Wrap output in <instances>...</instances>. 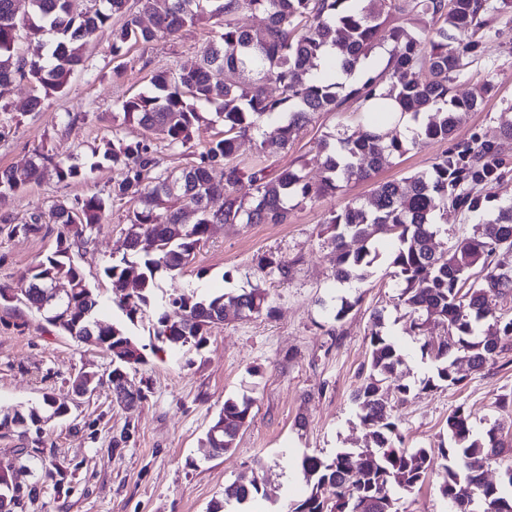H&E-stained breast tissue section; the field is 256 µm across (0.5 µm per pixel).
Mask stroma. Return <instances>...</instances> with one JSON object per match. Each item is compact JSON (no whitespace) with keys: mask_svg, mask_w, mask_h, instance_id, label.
I'll return each mask as SVG.
<instances>
[{"mask_svg":"<svg viewBox=\"0 0 512 512\" xmlns=\"http://www.w3.org/2000/svg\"><path fill=\"white\" fill-rule=\"evenodd\" d=\"M220 29L219 19L184 27L176 37L139 44L113 58L110 29L90 33L94 72H75L64 93L46 100L39 112L28 111L31 89L14 84L0 99V167H24L39 149L68 163L90 165L91 148L120 134L128 140L147 137L135 123L114 126L118 100L147 91L151 71L178 69L196 58ZM499 36L487 39L485 55L457 84L461 95L484 94L481 111L463 116L453 139L473 134L495 141L499 115L512 104V14L502 18ZM74 121L64 122L65 113ZM349 112L315 115L288 151L267 156L271 169L309 154L314 143L348 122ZM443 144L419 139L403 156L390 159L377 180L399 179L430 168ZM119 172L105 162L86 179L60 182L50 178L28 185L0 203V285H17L27 270L56 247L60 225L39 232H14L35 210L57 201L107 194ZM369 182L350 184L346 192L305 205L285 224H225L215 229L195 260L176 278L161 277L163 292L200 295L266 289L272 316L229 317L208 333L200 349L147 354L131 372V382L145 393L135 406H114L108 389L78 398L72 380L78 372L107 378L109 354L65 336L46 325L34 310L18 302H0V410L41 401L51 394L70 412L51 422L42 437H0V461L14 460L19 448L41 443L51 477L16 467L14 475L29 495L21 512H209L223 499L226 485L241 475L257 474L267 491L264 512H290L311 487L297 468L306 455L331 458L342 448H361L368 441L352 402L369 352L367 332L373 313H381L384 330L402 349L398 375L414 386L407 402L395 409L404 444L439 448L447 442V419L465 405L476 431L512 422V411L498 409L499 395L512 392V350L500 354L485 371L458 367L463 383L455 388L423 391L433 362L423 356L424 341L438 340L440 327L425 336L406 332L407 318L394 297L398 282L388 257L396 243L377 235L379 257L366 282L337 283L335 254L321 234L331 210L368 196ZM128 203H114L92 242L76 261L102 299L112 288L99 270L125 252ZM271 253L294 261L288 279L261 275L257 256ZM357 300L355 310L335 322L332 309L342 299ZM251 397L253 420L224 454L205 447V432L225 399ZM127 440L116 443L115 438Z\"/></svg>","mask_w":512,"mask_h":512,"instance_id":"obj_1","label":"stroma"}]
</instances>
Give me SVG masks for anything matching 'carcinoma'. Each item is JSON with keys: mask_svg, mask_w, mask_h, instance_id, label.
Here are the masks:
<instances>
[{"mask_svg": "<svg viewBox=\"0 0 512 512\" xmlns=\"http://www.w3.org/2000/svg\"><path fill=\"white\" fill-rule=\"evenodd\" d=\"M15 0H0V98L16 81L33 87L28 106L42 109L50 96L63 92L77 70L93 68L85 37L97 29H112V56L127 46L173 37L186 26L223 18L218 38L208 42L195 64L179 70L156 69L150 89L122 100L113 120L135 121L158 135L172 151L193 148V131L206 120L201 107L217 103L220 135L199 153L194 163L173 175L153 139L127 141L121 137L92 148V155L120 170L107 196L97 194L59 201L49 212L34 211L24 232L42 224H60L67 233L57 249L30 269L21 297L49 326L71 338L112 355L108 384L126 380L144 363V347L123 325L95 318L99 295L89 286L83 269L74 261L104 223L116 201L136 204L127 215L128 252L101 268L115 288L113 303L130 324L155 304L157 274L179 273L196 257L214 226L225 224H286L292 212L333 196L352 181H368L384 162L408 151L410 141L399 129L404 118L417 127L415 137L447 142L462 112L480 102L474 95L460 97L455 84L469 65L484 56L485 42L494 24L512 12V0H101L94 10H75L71 0H30L31 16L16 20ZM262 13L258 29L239 25L245 13ZM123 24L112 28V18ZM56 35L52 42L43 32ZM29 40L27 53H15V44ZM390 46L383 67H366L384 46ZM361 73L351 83L332 73ZM272 82L276 97L266 92ZM357 104L362 130L325 135L313 157L300 159L277 171L261 160H239V141L249 138L265 156L288 149L298 133L319 112H340L344 103ZM497 141L478 137L467 144L444 149L425 171L402 180L374 183L369 196L332 210L324 220L327 241L336 253L333 277L338 282H364L378 257L369 245L371 227H382L399 242L391 254L393 277L399 279L398 305L406 310V331L426 335L430 325L443 327L447 341L422 345V354L434 363V375L420 389L454 388L453 358L464 353L470 368L483 371L495 356L512 349V314L496 313L491 296L512 295V202L473 226V233L457 237L446 254L431 247L440 231L437 217L452 209L466 217L479 214L492 190L509 173L503 143L512 142V110L499 116ZM321 171L317 181L307 168ZM100 163L85 169L45 153L22 168L0 170V199L24 190L45 175L57 181L88 177ZM248 183L250 192L241 193ZM224 197V220L216 219L210 201ZM361 240L355 252L346 238ZM263 275L288 279L290 262L272 255L257 257ZM138 288L123 294L125 282ZM54 281L74 284L72 296L53 300L46 295ZM153 335L155 351L201 348L209 330L224 321L227 310L246 316L271 314L262 288L237 294L197 298L171 294L160 303ZM488 323L487 337L479 334ZM369 336V357L364 376L353 393L361 424L369 429L372 446L355 453L336 452L326 461L305 455L297 462L311 493L291 512H401L403 495L421 487L433 472L440 475L439 493L451 512H512V465L497 483L487 481L489 460L512 453V428L493 424L473 432L470 414L459 405L448 415V447L405 448L391 398L404 402L414 387L397 379L403 357L382 330L375 313ZM250 398H227L209 426L206 446L224 452L234 447L240 431L253 419ZM63 405L45 394L42 401L0 417L27 422L15 432L43 434L42 420L64 418ZM261 492L256 477H240L224 487V500L210 512L241 508Z\"/></svg>", "mask_w": 512, "mask_h": 512, "instance_id": "carcinoma-1", "label": "carcinoma"}]
</instances>
